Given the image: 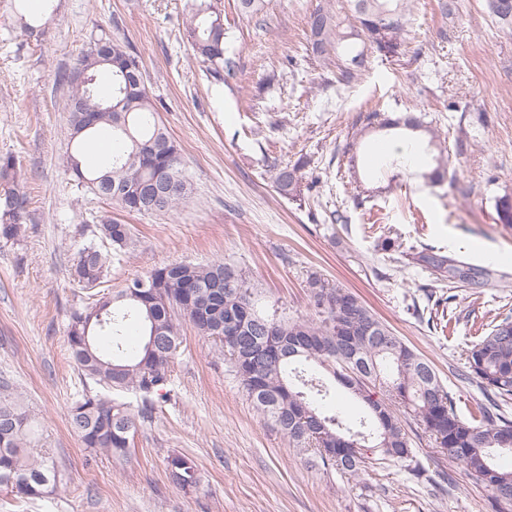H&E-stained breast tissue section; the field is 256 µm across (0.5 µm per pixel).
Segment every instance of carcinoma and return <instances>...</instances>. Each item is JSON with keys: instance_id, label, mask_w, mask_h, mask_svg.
Returning a JSON list of instances; mask_svg holds the SVG:
<instances>
[{"instance_id": "cac0c4a2", "label": "carcinoma", "mask_w": 512, "mask_h": 512, "mask_svg": "<svg viewBox=\"0 0 512 512\" xmlns=\"http://www.w3.org/2000/svg\"><path fill=\"white\" fill-rule=\"evenodd\" d=\"M412 0H346L341 17L331 4L309 18L312 52L322 70L336 72L342 84L355 82L364 67V51L347 44L357 38L376 49L386 44L398 54L404 46L412 15ZM394 20L382 37L376 24ZM185 29L199 61L210 76L224 72L226 29L218 5L197 0L185 20ZM111 44L112 61L102 58L98 42ZM141 66L129 44L102 35L92 40L80 68L93 77L101 68L112 71V99L98 97L95 85H79L72 72L62 71L59 81L70 86L66 108L76 154L70 168L84 187L128 213H140L139 191L158 181L172 184L171 195L160 212L177 208L191 193L176 142L156 118L157 108L145 80L130 81L128 64ZM112 127L121 149L102 169H84L79 155L89 150L100 127ZM386 129L403 128V140L413 150L432 156L436 166L408 172L427 186L444 178L440 137L415 117L386 121ZM14 158L0 159V236L18 232L28 198L10 186ZM302 164L279 169L274 178L278 193L300 192ZM123 186L125 194L109 192ZM496 223L512 225V194L495 202ZM97 237L108 250L89 245L78 252L74 275L88 286L100 283L113 260L122 256L131 240L130 227L110 216L96 225ZM423 263L450 283L472 288L489 284L490 274L432 251L420 252ZM309 316L288 317L260 309L261 288L242 267L213 262H173L128 280L115 293H104L82 311L72 313L67 343L81 374L109 390L135 391L148 398L160 395L180 345L182 322L197 334L219 344L248 399L290 445L313 451L324 468L359 479L376 463L399 464L415 478L424 469L414 460L405 430L407 419L416 421L434 439L448 461L463 467L491 492L495 512L512 507V470L495 463L490 450L512 449V419L504 406L512 402V317L496 321L490 333L472 342L463 353L461 378L475 386L470 417L458 416L453 400L434 367L382 321L354 292L317 275L310 277ZM142 329V340L130 347L126 329ZM109 337L111 352L100 350L97 335ZM324 369L335 382L356 392L364 404L358 415L329 414L323 405L332 401L336 387L312 375ZM148 404L135 416L114 399L85 394L71 404L67 419L71 431L94 452L123 458L138 430L137 418L151 416ZM33 418L9 382L0 379V487L27 498H41L57 487V473L44 460L31 455ZM171 481L194 487L200 474L194 461L173 454L167 459Z\"/></svg>"}]
</instances>
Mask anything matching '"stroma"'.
Returning <instances> with one entry per match:
<instances>
[{"instance_id":"35a3bbf8","label":"stroma","mask_w":512,"mask_h":512,"mask_svg":"<svg viewBox=\"0 0 512 512\" xmlns=\"http://www.w3.org/2000/svg\"><path fill=\"white\" fill-rule=\"evenodd\" d=\"M327 0H263L241 16L218 0L227 29L224 79L210 77L185 35L188 0H54L38 36L23 37L12 0H0V156L16 159L28 197L20 231L0 238V378L34 417V444L59 471L55 491L26 499L0 489V512H493L489 491L442 457L421 427L406 430L417 463L383 465L351 481L289 447L247 399L213 342L184 324L151 418L126 458L89 456L67 422L88 390L72 362L67 325L92 300L74 276L79 249L96 242L110 207L78 188L58 74L106 32L138 55L157 118L179 144L191 197L156 214L119 213L132 244L106 288L173 261L245 267L267 302L311 311L318 273L356 292L434 366L459 415L475 387L460 379L461 350L512 314V226L495 221L512 193V30L486 0H413L401 55L371 54L360 81H324L308 18ZM414 114L445 140L453 180L436 187L380 172L394 131L369 113ZM304 161L301 194H278L276 171ZM392 249H383L384 239ZM425 249L488 269L489 286L453 288L416 263ZM194 460L197 486L174 485L166 460Z\"/></svg>"}]
</instances>
